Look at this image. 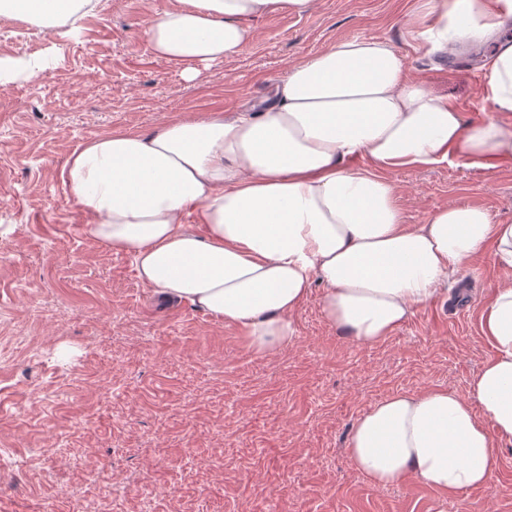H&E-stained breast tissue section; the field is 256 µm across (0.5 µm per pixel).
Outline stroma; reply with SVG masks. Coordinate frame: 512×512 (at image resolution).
Here are the masks:
<instances>
[{
    "instance_id": "stroma-1",
    "label": "stroma",
    "mask_w": 512,
    "mask_h": 512,
    "mask_svg": "<svg viewBox=\"0 0 512 512\" xmlns=\"http://www.w3.org/2000/svg\"><path fill=\"white\" fill-rule=\"evenodd\" d=\"M61 36L0 16V57L46 71L0 84V512H512V446L491 484L444 496L382 487L346 452L355 422L399 392H465L493 353L480 314L501 280L471 260L458 310L428 303L359 345L323 318L314 288L275 353L185 301L141 285L131 259L85 238L60 172L86 140L265 99L291 65L339 38L403 44L421 0H316L255 22L234 60L155 56L142 37L170 0H95ZM479 51L408 53L413 78L481 119ZM405 223L451 204L512 224V160L392 173Z\"/></svg>"
}]
</instances>
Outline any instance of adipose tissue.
Wrapping results in <instances>:
<instances>
[{
    "label": "adipose tissue",
    "mask_w": 512,
    "mask_h": 512,
    "mask_svg": "<svg viewBox=\"0 0 512 512\" xmlns=\"http://www.w3.org/2000/svg\"><path fill=\"white\" fill-rule=\"evenodd\" d=\"M92 0H0V15L60 27ZM315 0H174L143 36L152 52L197 65L230 61L254 21L310 13ZM403 26L416 52L486 45L485 118L409 77L403 52L348 38L295 63L265 99L180 117L149 132L87 140L61 183L83 233L131 257L140 282L241 328L249 347H286L314 285L325 320L373 345L490 254L503 278L480 315L493 349L466 393L394 394L356 422L348 453L382 486L417 480L443 493L488 486L497 445L512 444V224L475 205L405 223L390 173L512 160V0H422ZM365 166H351L355 157Z\"/></svg>",
    "instance_id": "adipose-tissue-1"
}]
</instances>
